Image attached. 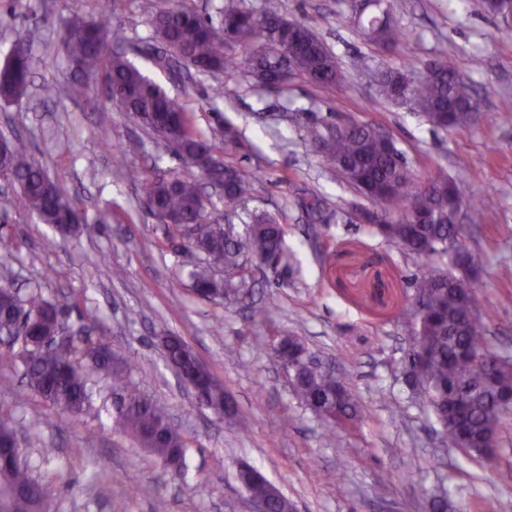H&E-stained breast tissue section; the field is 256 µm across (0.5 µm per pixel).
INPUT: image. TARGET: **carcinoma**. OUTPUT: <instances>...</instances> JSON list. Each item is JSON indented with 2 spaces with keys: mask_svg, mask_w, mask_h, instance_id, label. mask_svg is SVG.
<instances>
[{
  "mask_svg": "<svg viewBox=\"0 0 512 512\" xmlns=\"http://www.w3.org/2000/svg\"><path fill=\"white\" fill-rule=\"evenodd\" d=\"M351 8L369 42L390 46L404 38L405 32L392 21L391 0H378V9L371 15L366 14V0H351ZM140 9L163 45L165 59L200 75H228L243 62L257 83L263 77L278 76L284 66L318 88L342 80L336 57L306 24H297V41L288 54L280 51L279 30L289 24L282 15L281 0H264L258 12L248 8L245 0H224L216 20L202 18L178 3L164 7L158 0H140ZM102 30V23L88 21L77 11L61 19V41L70 64L89 79L103 75L108 100L142 128L155 134L161 120H167L173 133L165 143L179 157H189L200 167L199 152L217 149L216 140L196 129L190 107L169 97L125 52L109 48ZM231 45L247 50L244 61L224 53ZM425 69L429 74L414 82L395 68L377 69L373 79L383 98L411 101L431 125L443 129L467 126L480 110L471 85L446 57L426 64ZM29 77L27 55L10 70L8 80L0 79V89L20 101L27 96ZM87 91L88 84L81 79L46 84L41 89L46 99L71 101L86 97ZM308 136L325 165L369 201L388 197L390 222L383 225L380 235L402 254L421 260L410 278L408 296L418 305V314L406 335L417 337L430 354L421 359L408 350L403 361L421 385V403L439 424L441 438L448 447L478 458L501 482L512 483V471L499 470L497 455L501 418L512 397V356L494 351L485 341L490 314L476 322L468 317L471 308L484 306V298L473 273L474 257L463 243V225L457 219L461 207L448 201V188L455 182L443 172L420 182L394 140L385 138L372 123L336 127L314 123ZM2 142L8 152L0 157V171L8 173L19 188L16 205L35 213L62 236L79 232L80 225L69 223L74 206L63 198L59 185L14 138L0 134ZM125 177L142 183L145 196L157 210L186 219L184 224L171 225L168 237L203 255L202 262L189 272L199 297L222 300L226 307L244 303L255 288L253 266L269 268L283 285L293 280V268L283 262L286 231L279 217L265 212L253 215L256 228L247 236L237 234L231 223V216L255 191L253 177L224 166L222 224L203 218V195L195 179L175 172L145 178L137 169L125 170ZM496 206L495 200L485 196H474L468 202L475 214ZM218 268L224 269L228 279H216ZM2 291L9 300L0 301V343H11L9 360L23 367L25 386L51 407L81 417L95 410L93 377H108L117 387L126 381L134 363L116 357L101 338H74L39 351L19 340L20 326L27 323L44 335L55 334L57 315L71 310L68 296L48 299L38 290L22 296L4 276L0 278ZM164 349L167 361L196 385L194 392L201 405L218 416L233 415L224 406V384L199 367L197 356L181 337L165 336ZM288 376L305 406L316 413L336 415L329 425L345 427L358 419L360 408L352 392L338 385L335 372L319 360L299 371L288 370ZM112 430L150 449L172 479L185 480L186 439L149 399L134 396L115 405ZM37 441L33 436L21 444L13 427L0 419V491L7 494L0 497V512H50L57 486L51 480H36L25 461L26 447ZM238 479L253 496H268L269 481L254 483L244 473Z\"/></svg>",
  "mask_w": 512,
  "mask_h": 512,
  "instance_id": "cac0c4a2",
  "label": "carcinoma"
}]
</instances>
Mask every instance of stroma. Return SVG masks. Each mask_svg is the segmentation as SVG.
I'll use <instances>...</instances> for the list:
<instances>
[{"instance_id":"obj_1","label":"stroma","mask_w":512,"mask_h":512,"mask_svg":"<svg viewBox=\"0 0 512 512\" xmlns=\"http://www.w3.org/2000/svg\"><path fill=\"white\" fill-rule=\"evenodd\" d=\"M287 20L309 25L341 66L340 84L316 88L293 77L285 90H256L245 70L188 78L158 67L160 43L139 0H116L106 41L169 96L194 111L196 128L220 142L224 162L254 176L246 213L278 214L299 273L280 288L271 271H255L253 299L266 309L252 320L247 307L198 299L188 272L194 254L167 240L143 203L141 186L125 168L146 176L198 170L167 151L157 136L131 122L107 99L102 81L86 99L46 101L43 84L74 75L55 22L73 10L93 17V0H0V66L18 41L30 44L32 84L15 103L0 97V129H12L26 151L83 215L78 234L44 246L51 229L18 208L16 186L0 179V240L14 287L40 285L45 297L71 298L68 323L97 311L112 349L135 362L126 391L151 399L188 440L186 482L162 478L155 456L133 438L112 432V383L100 381L102 411L75 418L51 410L35 392L18 394V377L0 366V417L20 435L39 432L28 448L37 479L56 483L52 512H249L237 473L249 464L290 499L296 512H378L383 501L402 512H429V493L448 490V512H512V483L483 471L477 459L439 445L438 426L394 374L405 347L407 279L414 259L359 225L355 190L325 167L307 128L330 123L381 126L404 152L418 180L437 170L454 178L461 197L497 199L495 212H464V242L477 260L478 287L492 315L487 341L512 353V38L506 22L483 0H393L406 37L383 48L367 42L349 0H282ZM452 57L481 107L468 126L434 129L411 103L379 97L369 77L390 66L418 78L426 63ZM325 201L312 222L298 201ZM181 336L224 383L239 412L222 419L199 406L192 389L167 362L162 338ZM299 336L349 383L361 408L358 427L331 429L294 396L269 349L279 336ZM344 494H337V486Z\"/></svg>"}]
</instances>
